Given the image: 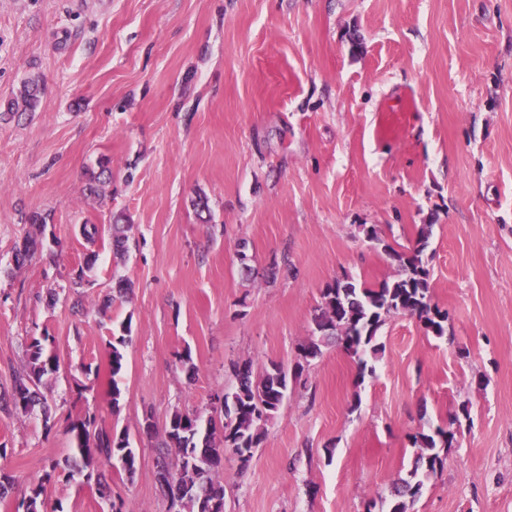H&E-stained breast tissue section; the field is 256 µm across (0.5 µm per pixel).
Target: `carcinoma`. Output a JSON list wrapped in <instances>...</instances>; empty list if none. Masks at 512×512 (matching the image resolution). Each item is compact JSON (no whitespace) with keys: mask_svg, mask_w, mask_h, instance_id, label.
I'll return each instance as SVG.
<instances>
[{"mask_svg":"<svg viewBox=\"0 0 512 512\" xmlns=\"http://www.w3.org/2000/svg\"><path fill=\"white\" fill-rule=\"evenodd\" d=\"M43 91L41 76L25 78L13 97L5 104L12 114L37 110ZM130 218L124 214L113 217L112 250L116 258L127 252ZM432 225H422L417 246L407 253L389 244L384 251L398 263L400 272L393 280L383 281L370 288L351 278L336 279L322 290L319 313L314 317L312 336L301 343L300 357L315 359L321 345L331 340L356 362L358 375L368 370V355L378 353L375 343L384 318L401 313L416 318L426 330L444 336L448 311L432 302L429 270L421 254L428 245ZM38 239L27 236L16 247V265L25 263L37 250ZM124 339L111 344L112 405L118 407L121 390L119 378L125 369L122 351ZM28 370L15 377L10 401L1 404L4 411L27 414L43 400L40 387L43 377L56 371L58 359L45 355L41 340L30 344ZM237 385L223 393V418L208 419L203 426L199 417L176 411L166 422L161 447L155 465L159 467L160 487L172 504L181 512H201L205 501L224 503V484L220 471L224 468V449L231 448L248 461L261 444L265 426L281 407L288 391V373L278 363H270L256 375L253 364L244 361L234 369ZM69 432L75 445L72 455L65 458L70 477L79 476L103 490L102 502L115 507L112 496V469L118 468L133 477L139 464L137 449L133 448L125 430L106 428L97 423L94 415L71 422ZM416 448L411 469L398 479L392 496L395 502L389 512H408L409 504L420 496L425 480L436 473L443 463L441 450L457 442V430L440 428L434 434L416 433L411 436ZM59 467L55 462L41 481L30 488L19 503L22 512H47L42 498L43 484L50 481Z\"/></svg>","mask_w":512,"mask_h":512,"instance_id":"1","label":"carcinoma"}]
</instances>
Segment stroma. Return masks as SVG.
Returning <instances> with one entry per match:
<instances>
[{"label":"stroma","mask_w":512,"mask_h":512,"mask_svg":"<svg viewBox=\"0 0 512 512\" xmlns=\"http://www.w3.org/2000/svg\"><path fill=\"white\" fill-rule=\"evenodd\" d=\"M33 72L38 110L0 111V392L31 337L59 367L43 407L0 412V471L17 481L0 512L38 481L50 512H108L66 470L43 478L88 412L140 456L114 496L175 512L155 437L176 411L207 420L247 360L291 379L249 461L225 452L224 512H366L406 475L411 435L454 419L410 512H512V0H0V102ZM105 168L104 199L89 198ZM32 212L51 220L19 267ZM424 224L444 336L395 313L373 374L332 343L300 362L326 284L395 278L385 246L412 250ZM120 278L128 297L112 295ZM112 225V250L115 258L122 259L127 252L128 235L130 229V218L124 214L113 216Z\"/></svg>","instance_id":"35a3bbf8"}]
</instances>
